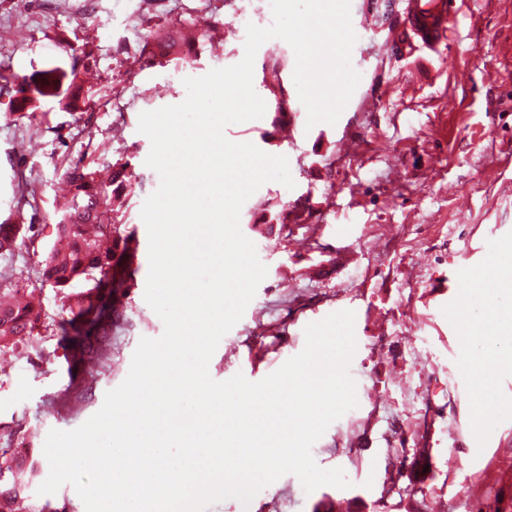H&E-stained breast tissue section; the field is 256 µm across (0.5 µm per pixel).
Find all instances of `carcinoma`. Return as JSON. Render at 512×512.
I'll use <instances>...</instances> for the list:
<instances>
[{
  "mask_svg": "<svg viewBox=\"0 0 512 512\" xmlns=\"http://www.w3.org/2000/svg\"><path fill=\"white\" fill-rule=\"evenodd\" d=\"M141 56L143 66L152 68L172 58L191 61L196 57V48L174 36L163 45L146 41ZM286 67L287 60L283 57L269 68L273 81L267 87L275 103L274 122L278 124L288 117V92L278 81V75ZM60 80L58 70L42 71L35 81L37 93L42 97L54 96ZM63 177L71 185L70 195L55 210L59 216L57 231L69 241V251L63 255L49 253L33 288H53L60 311L69 314V318L61 319L59 328L76 363L100 364L105 358L103 340L112 327V308L95 291L106 288L110 297L124 295L134 285L139 271L130 245L132 235L118 223V215L112 209V197L132 189L133 172L127 161L113 165L112 179L106 187L99 183L91 164L79 162L65 166ZM88 220L100 225L101 235L111 241V248L104 249L97 241L84 236L83 225ZM38 237L32 224H0V254L13 253L20 239L35 250ZM80 286L86 290L76 291ZM45 316L41 301L34 297L14 308L0 306V351L21 345L42 355L39 326ZM41 474L42 467L36 458L17 456L0 448V512H15L16 503L29 495Z\"/></svg>",
  "mask_w": 512,
  "mask_h": 512,
  "instance_id": "obj_1",
  "label": "carcinoma"
}]
</instances>
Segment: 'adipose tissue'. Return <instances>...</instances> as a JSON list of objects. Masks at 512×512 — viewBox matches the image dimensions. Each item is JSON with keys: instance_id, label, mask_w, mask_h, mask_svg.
Segmentation results:
<instances>
[{"instance_id": "adipose-tissue-1", "label": "adipose tissue", "mask_w": 512, "mask_h": 512, "mask_svg": "<svg viewBox=\"0 0 512 512\" xmlns=\"http://www.w3.org/2000/svg\"><path fill=\"white\" fill-rule=\"evenodd\" d=\"M471 289L460 316L471 367L512 374V247H504Z\"/></svg>"}]
</instances>
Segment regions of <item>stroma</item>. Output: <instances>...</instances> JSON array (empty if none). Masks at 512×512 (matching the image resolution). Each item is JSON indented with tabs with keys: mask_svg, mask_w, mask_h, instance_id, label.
<instances>
[{
	"mask_svg": "<svg viewBox=\"0 0 512 512\" xmlns=\"http://www.w3.org/2000/svg\"><path fill=\"white\" fill-rule=\"evenodd\" d=\"M405 7L399 0L389 14L382 0H350V63L360 82L335 124L308 126L290 81L293 141L274 129L269 110L224 130L232 142L287 157L295 186L266 182L241 208L240 230L267 275L221 338L209 375L262 380L303 350L308 324L351 310L358 405L311 448L321 469H343L347 488L308 493L286 474L250 503L227 498L207 512H327L339 500L346 512H504L512 502V375L495 377L497 394L477 414L456 390L464 374L456 311L472 278L512 243V0H461L434 52H409ZM156 16L220 23L224 42L204 45L194 61L143 67L140 50ZM272 20L263 0H152L136 12L123 0H94L82 17L62 0H0V219L16 209L40 232L38 250L0 254V270L20 273L23 288L36 278L57 241L65 163L90 161L106 173L123 158L133 188L120 217L136 236L140 266L112 324L107 367L72 372L49 288L43 357L0 352V424L24 422L16 447L43 456L51 430L76 429L101 409L140 339L163 334L144 298L141 209L160 178L146 164L151 142L139 116L181 103L185 78L239 63L247 25ZM88 38L96 51L77 109L63 110L64 83L58 97L39 100L33 119H17L15 75L71 72ZM340 227L358 261L339 273L332 258ZM426 457L423 482L411 488L410 468Z\"/></svg>",
	"mask_w": 512,
	"mask_h": 512,
	"instance_id": "obj_1",
	"label": "stroma"
}]
</instances>
